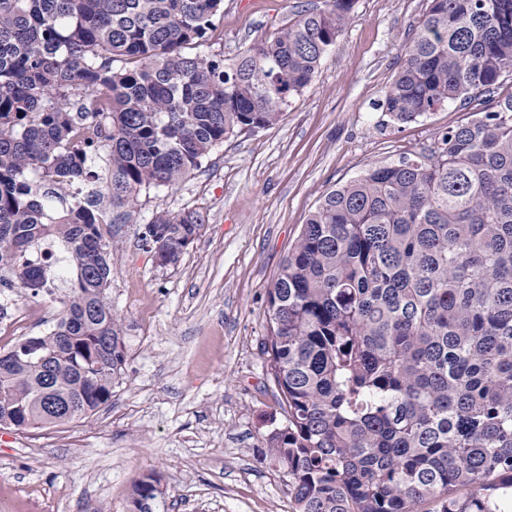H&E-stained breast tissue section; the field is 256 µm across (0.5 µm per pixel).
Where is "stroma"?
Wrapping results in <instances>:
<instances>
[{
	"mask_svg": "<svg viewBox=\"0 0 512 512\" xmlns=\"http://www.w3.org/2000/svg\"><path fill=\"white\" fill-rule=\"evenodd\" d=\"M323 0H224L204 52L231 59ZM429 0H355L311 84L269 128L225 141L171 188L141 191L105 236L109 298L126 326L112 401L72 423L0 428V512H131L153 473L165 512H292L288 483L258 446L286 414L268 374L267 287L324 195L395 164L474 119L451 103L406 124L379 110ZM205 223L177 264L142 239L154 215Z\"/></svg>",
	"mask_w": 512,
	"mask_h": 512,
	"instance_id": "obj_1",
	"label": "stroma"
}]
</instances>
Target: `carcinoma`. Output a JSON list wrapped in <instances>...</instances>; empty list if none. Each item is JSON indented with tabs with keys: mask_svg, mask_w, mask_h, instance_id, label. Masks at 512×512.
<instances>
[{
	"mask_svg": "<svg viewBox=\"0 0 512 512\" xmlns=\"http://www.w3.org/2000/svg\"><path fill=\"white\" fill-rule=\"evenodd\" d=\"M223 0H0V288L63 247L57 327L0 352V427L94 414L124 374L101 226L244 131L275 125L355 0H324L229 63L187 54ZM121 63L115 67V63ZM512 0H430L379 103L478 117L328 192L267 289L269 374L288 423L262 435L292 512H504L512 505ZM205 217L157 214L178 261ZM150 474L134 512H156Z\"/></svg>",
	"mask_w": 512,
	"mask_h": 512,
	"instance_id": "1",
	"label": "carcinoma"
}]
</instances>
